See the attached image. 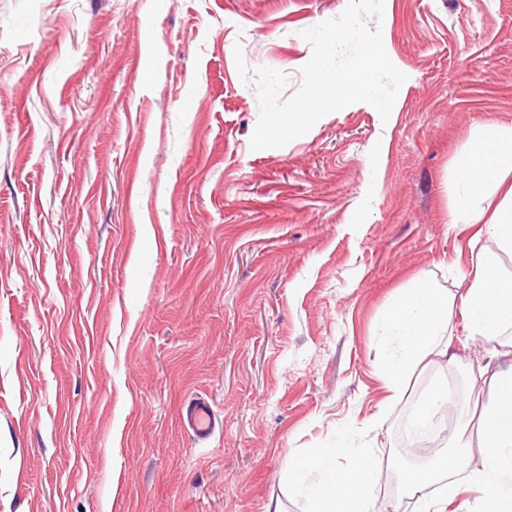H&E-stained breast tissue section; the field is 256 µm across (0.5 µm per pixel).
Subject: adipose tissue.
Instances as JSON below:
<instances>
[{"instance_id":"ef3b65f1","label":"adipose tissue","mask_w":512,"mask_h":512,"mask_svg":"<svg viewBox=\"0 0 512 512\" xmlns=\"http://www.w3.org/2000/svg\"><path fill=\"white\" fill-rule=\"evenodd\" d=\"M466 177L457 191L452 224L483 222V233L496 239L500 250L512 253V128L495 130L475 141L461 158ZM494 188L501 199L474 213V200ZM497 253L483 251L472 260L468 286L460 295L458 311L471 335L492 343L496 356L512 355V277L499 271ZM451 315L447 298L426 284L401 294L388 318L394 342L381 364V374L392 395H400L406 373L430 355L447 357L451 343L445 332ZM479 432L485 448L480 469H472L467 454L452 452L435 464L407 473L414 512H447L459 493L455 475L465 473L482 493L481 512H512V371L498 375L493 392L482 404ZM336 451L315 448L298 457L288 473L303 493L305 512H376L373 487L379 474V458L372 449L359 452L351 470L336 467ZM316 481H308L310 473ZM443 482L441 494L428 491Z\"/></svg>"}]
</instances>
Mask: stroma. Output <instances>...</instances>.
Returning a JSON list of instances; mask_svg holds the SVG:
<instances>
[{"label":"stroma","mask_w":512,"mask_h":512,"mask_svg":"<svg viewBox=\"0 0 512 512\" xmlns=\"http://www.w3.org/2000/svg\"><path fill=\"white\" fill-rule=\"evenodd\" d=\"M347 0H0V512H304L297 452L363 449L379 512H410L399 444L422 394L466 417L489 359L460 317L389 400L385 319L418 280L458 299L460 155L512 127V0H385L404 72L254 150L256 87L301 84L302 30ZM209 402L213 434L181 424Z\"/></svg>","instance_id":"35a3bbf8"}]
</instances>
